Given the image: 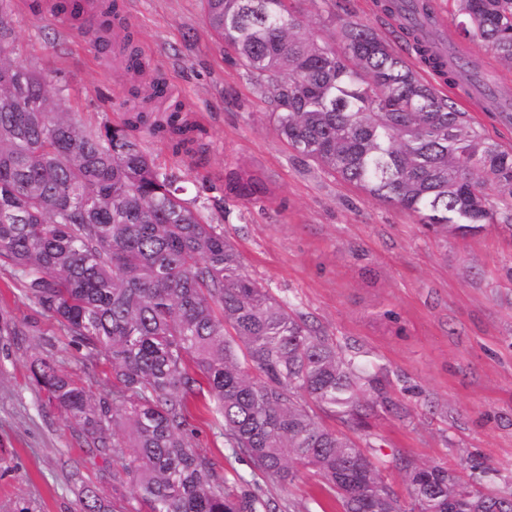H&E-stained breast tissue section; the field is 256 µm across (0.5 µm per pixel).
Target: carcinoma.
I'll list each match as a JSON object with an SVG mask.
<instances>
[{
	"instance_id": "carcinoma-1",
	"label": "carcinoma",
	"mask_w": 512,
	"mask_h": 512,
	"mask_svg": "<svg viewBox=\"0 0 512 512\" xmlns=\"http://www.w3.org/2000/svg\"><path fill=\"white\" fill-rule=\"evenodd\" d=\"M206 26L239 57L256 92L273 105L288 146L323 170L398 206L426 230L467 238L488 224L512 230V150L485 137L471 115L422 81L367 25L329 11L341 44L313 35L291 0H203ZM403 0L383 14L418 62L469 93L464 75L481 61H446L424 32L401 22ZM456 37L479 40L512 62V0H454ZM97 49L112 43L79 27L82 0H57ZM12 0H0V272L52 317L90 358L112 369V399L96 397L50 358L31 366L48 402L62 410L88 450L122 461L133 512H294L256 489L234 492L213 456L191 446L190 404L237 459L276 483L312 469L342 512H512V496L481 486L494 470L468 478L398 456L408 500L382 479L372 456L318 413L362 430L395 407L382 380L310 326L303 315L243 272L220 225L182 198L179 177L158 166L142 136L192 154L201 129L171 103L151 122L134 106L119 124L81 126L50 80L14 50ZM121 52L141 76L150 63L133 41ZM251 201L267 188L235 176L224 193ZM80 512H125L88 484Z\"/></svg>"
}]
</instances>
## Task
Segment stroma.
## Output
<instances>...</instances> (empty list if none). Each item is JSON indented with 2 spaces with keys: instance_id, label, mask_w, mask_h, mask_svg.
I'll use <instances>...</instances> for the list:
<instances>
[{
  "instance_id": "1",
  "label": "stroma",
  "mask_w": 512,
  "mask_h": 512,
  "mask_svg": "<svg viewBox=\"0 0 512 512\" xmlns=\"http://www.w3.org/2000/svg\"><path fill=\"white\" fill-rule=\"evenodd\" d=\"M16 0L15 52L40 70L82 126L119 122L132 81L120 56L97 52L65 20ZM371 27L409 64L411 48L376 0H295L315 35L320 5ZM133 37L163 77L154 107L180 101L201 126L205 153L174 154L156 138L144 146L176 172L183 196L203 202L204 181L246 174L268 195H228L220 225L243 271L303 314L345 353L383 376L397 410L357 434L384 463L382 477L406 496L392 458L456 469L496 470L486 492L512 494V230L495 224L475 237L443 240L395 205L299 156L278 134L270 103L246 80L235 52L203 20L201 0H121ZM58 368L97 397H111L103 361L86 357L59 325L0 274V512H79L85 482L112 493L111 465L88 452L61 410L30 379L34 359ZM193 447L221 458L228 476L252 478L247 462L201 419ZM266 495L296 512H340L318 476L300 470L292 484L263 483Z\"/></svg>"
}]
</instances>
